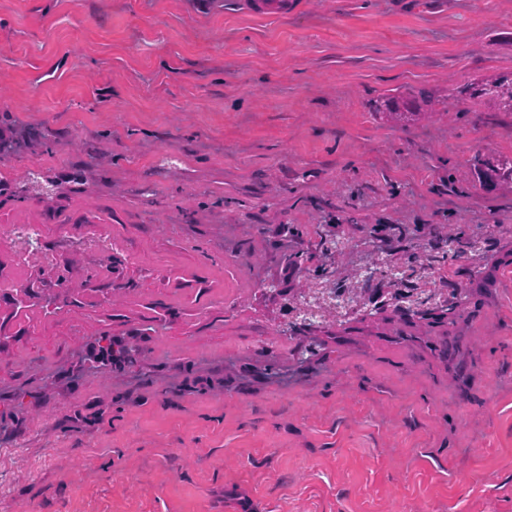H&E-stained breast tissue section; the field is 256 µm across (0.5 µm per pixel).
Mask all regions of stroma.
<instances>
[{
    "mask_svg": "<svg viewBox=\"0 0 512 512\" xmlns=\"http://www.w3.org/2000/svg\"><path fill=\"white\" fill-rule=\"evenodd\" d=\"M510 73L512 0H0V226L69 284L0 292V512H512V193L468 174L512 115L454 96ZM408 87L432 115L380 119ZM338 224L343 294L376 265L464 305L279 335L262 285ZM107 338L133 362L85 365Z\"/></svg>",
    "mask_w": 512,
    "mask_h": 512,
    "instance_id": "stroma-1",
    "label": "stroma"
}]
</instances>
